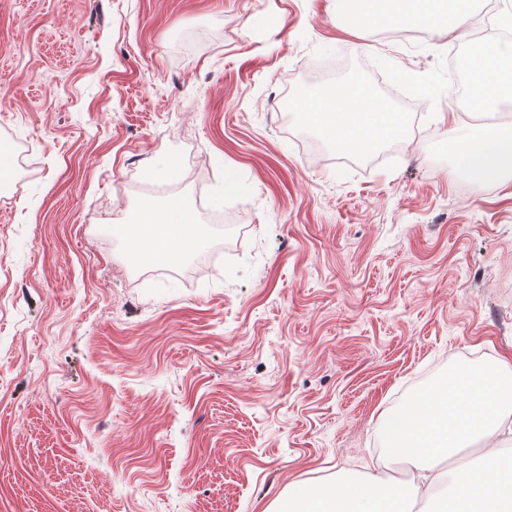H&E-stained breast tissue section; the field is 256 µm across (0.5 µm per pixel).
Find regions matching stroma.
Wrapping results in <instances>:
<instances>
[{
    "instance_id": "stroma-1",
    "label": "stroma",
    "mask_w": 512,
    "mask_h": 512,
    "mask_svg": "<svg viewBox=\"0 0 512 512\" xmlns=\"http://www.w3.org/2000/svg\"><path fill=\"white\" fill-rule=\"evenodd\" d=\"M469 38L355 31L332 0H0V512H266L372 474L383 421L470 358H512V182L439 145ZM399 82L425 129L382 163L273 95ZM236 189L225 193L224 180ZM180 263L110 227L169 195Z\"/></svg>"
}]
</instances>
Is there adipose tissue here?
<instances>
[{"mask_svg": "<svg viewBox=\"0 0 512 512\" xmlns=\"http://www.w3.org/2000/svg\"><path fill=\"white\" fill-rule=\"evenodd\" d=\"M475 0H335L337 17L364 30L414 26L425 23L465 29L475 20ZM512 46L486 43L471 63V98L486 112L512 102ZM297 112L304 123L354 154L376 150L383 131L400 132L394 114L364 87L349 85L322 92L301 103ZM451 141L458 163L456 174L485 183L512 179V121L493 126L454 123ZM130 259L151 264L158 257L181 261L210 237L208 225L194 221L183 199H168L160 209L145 208L116 225ZM496 399L487 382L471 375L449 380L438 393L423 392L403 413L387 419L382 427L390 456L407 462L414 474L410 485L398 486L389 498L379 495L372 475L329 482L280 499L273 512H410L409 497L432 493L425 464L457 453L466 441L494 439L499 426L493 418ZM452 498L456 512H512V468L490 463L475 472L464 465L453 471Z\"/></svg>", "mask_w": 512, "mask_h": 512, "instance_id": "ef3b65f1", "label": "adipose tissue"}]
</instances>
